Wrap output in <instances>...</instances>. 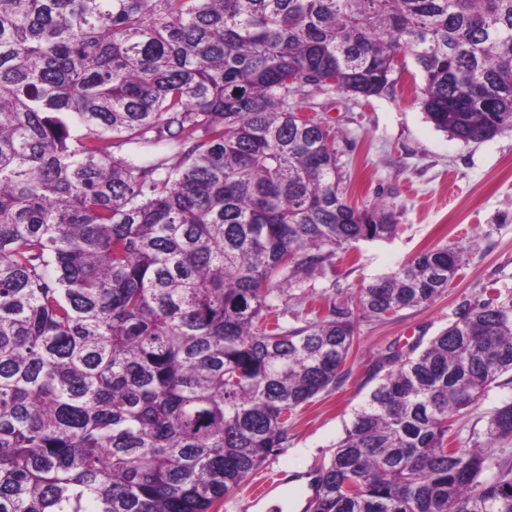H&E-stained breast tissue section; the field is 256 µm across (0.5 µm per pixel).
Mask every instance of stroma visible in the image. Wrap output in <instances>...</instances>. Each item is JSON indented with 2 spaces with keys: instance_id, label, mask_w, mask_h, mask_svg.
<instances>
[{
  "instance_id": "stroma-1",
  "label": "stroma",
  "mask_w": 512,
  "mask_h": 512,
  "mask_svg": "<svg viewBox=\"0 0 512 512\" xmlns=\"http://www.w3.org/2000/svg\"><path fill=\"white\" fill-rule=\"evenodd\" d=\"M424 81L408 65L395 93L358 103L347 94L318 95L320 116L337 134L336 149L350 179L346 198L355 207L381 200L397 215V235L355 243L332 277L313 286L323 301L350 304L364 281L399 268L422 249L455 243L464 259L448 289L426 304L382 320H360L344 369V382L297 409L288 421V447L270 457L264 472L305 475L327 465L354 412L389 365L388 347L427 344L465 299L489 289L512 290V131L465 144L436 129L420 105ZM512 400V376L502 375L456 424L461 446L482 439L488 415Z\"/></svg>"
}]
</instances>
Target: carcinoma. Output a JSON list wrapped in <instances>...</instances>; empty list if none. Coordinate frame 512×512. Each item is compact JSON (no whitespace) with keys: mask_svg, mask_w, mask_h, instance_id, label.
<instances>
[{"mask_svg":"<svg viewBox=\"0 0 512 512\" xmlns=\"http://www.w3.org/2000/svg\"><path fill=\"white\" fill-rule=\"evenodd\" d=\"M408 58L437 129L512 131V0H0V512H212L288 447L356 323L285 288L398 228L348 203L313 95L393 93ZM463 253L362 283L360 317ZM383 360L305 512H512V402L455 428L512 373V291ZM510 400H512V377L507 373L492 384L479 403L459 419L456 424L457 434L460 437L458 445L468 448L474 441L483 440V432L490 411L503 401Z\"/></svg>","mask_w":512,"mask_h":512,"instance_id":"carcinoma-1","label":"carcinoma"}]
</instances>
